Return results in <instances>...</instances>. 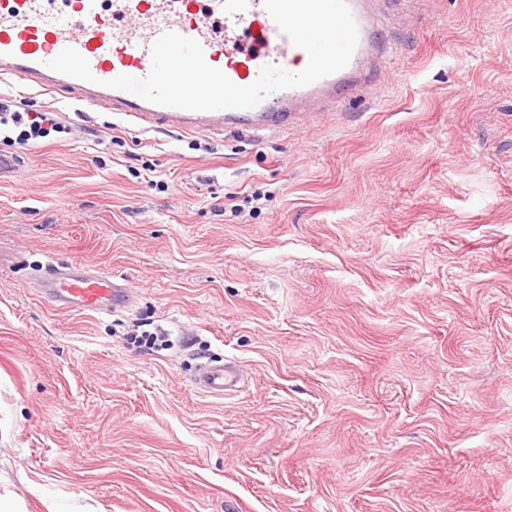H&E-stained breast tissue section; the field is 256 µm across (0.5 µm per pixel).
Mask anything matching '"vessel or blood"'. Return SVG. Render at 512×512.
I'll use <instances>...</instances> for the list:
<instances>
[{"label":"vessel or blood","mask_w":512,"mask_h":512,"mask_svg":"<svg viewBox=\"0 0 512 512\" xmlns=\"http://www.w3.org/2000/svg\"><path fill=\"white\" fill-rule=\"evenodd\" d=\"M370 2L348 0L359 40L345 68L308 86L271 93L250 109L161 106L108 88L106 82L121 74L145 77L151 69V46L168 31L198 40L206 62L239 86L253 83L266 65L303 70L307 52L280 32L263 0H0V81L60 92L79 106L118 113L139 132L220 134L246 129L261 134L335 100L339 88L357 89L372 62L386 56ZM67 47L88 60L94 82L48 68V61ZM38 291L53 306L99 315L124 306L130 293L125 279L90 265L54 260L42 267ZM240 382L232 362L199 364L193 379L197 390L214 398L238 391Z\"/></svg>","instance_id":"b4317fda"}]
</instances>
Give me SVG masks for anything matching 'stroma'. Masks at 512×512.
<instances>
[{
    "label": "stroma",
    "mask_w": 512,
    "mask_h": 512,
    "mask_svg": "<svg viewBox=\"0 0 512 512\" xmlns=\"http://www.w3.org/2000/svg\"><path fill=\"white\" fill-rule=\"evenodd\" d=\"M392 51L281 133L0 85V496L19 512H512V0H376ZM233 199L236 209L224 208ZM124 278L81 314L50 260ZM165 329L149 351L131 333ZM234 360L241 392L192 378ZM53 128L56 126L55 119L52 117L51 113H37L29 119V123L27 126L28 129L23 130L22 136L19 141H29L30 139L43 138L45 137L49 131L45 127V125ZM37 285L40 297L53 306L99 315L124 306L130 293L123 278L90 265L55 260L42 267Z\"/></svg>",
    "instance_id": "stroma-1"
}]
</instances>
